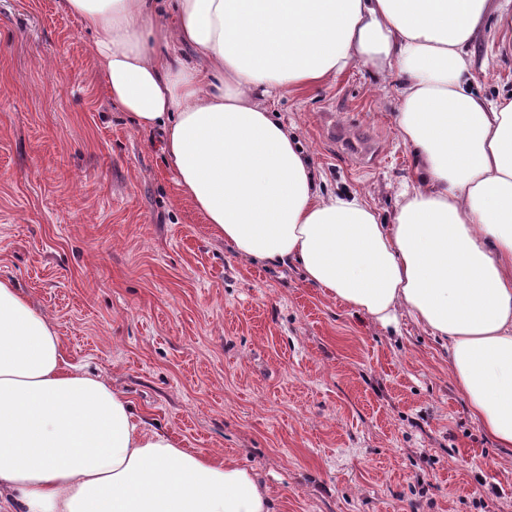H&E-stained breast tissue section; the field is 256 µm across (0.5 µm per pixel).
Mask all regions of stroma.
<instances>
[{"mask_svg":"<svg viewBox=\"0 0 512 512\" xmlns=\"http://www.w3.org/2000/svg\"><path fill=\"white\" fill-rule=\"evenodd\" d=\"M502 37L471 47L493 102L512 98ZM93 39L64 0H0V278L50 315L67 359L151 428L252 471L273 512H512V449L453 388L447 348L213 237L158 133L106 95ZM396 88L358 63L272 105L322 188L359 192L386 222L417 177ZM327 110L371 136L374 164L322 135Z\"/></svg>","mask_w":512,"mask_h":512,"instance_id":"35a3bbf8","label":"stroma"}]
</instances>
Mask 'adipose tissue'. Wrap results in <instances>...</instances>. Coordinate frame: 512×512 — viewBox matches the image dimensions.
Returning a JSON list of instances; mask_svg holds the SVG:
<instances>
[{"instance_id": "obj_1", "label": "adipose tissue", "mask_w": 512, "mask_h": 512, "mask_svg": "<svg viewBox=\"0 0 512 512\" xmlns=\"http://www.w3.org/2000/svg\"><path fill=\"white\" fill-rule=\"evenodd\" d=\"M112 102L159 133L183 196L248 261L305 279L384 328L408 315L512 448V99L473 92L469 47L507 0H65ZM365 63L398 75L420 171L383 223L320 191L274 98ZM250 471L149 428L67 361L52 319L0 278V512H271Z\"/></svg>"}]
</instances>
